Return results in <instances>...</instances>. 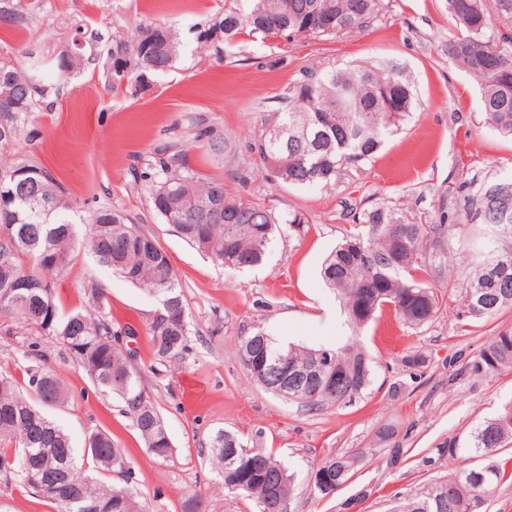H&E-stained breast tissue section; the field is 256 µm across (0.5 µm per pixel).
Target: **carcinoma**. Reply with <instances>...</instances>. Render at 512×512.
Returning a JSON list of instances; mask_svg holds the SVG:
<instances>
[{"label":"carcinoma","mask_w":512,"mask_h":512,"mask_svg":"<svg viewBox=\"0 0 512 512\" xmlns=\"http://www.w3.org/2000/svg\"><path fill=\"white\" fill-rule=\"evenodd\" d=\"M448 14L461 35L448 40V57L478 83L481 104L489 124L512 136V31L493 26L486 0H447ZM40 9L38 0H0V28L29 24ZM382 0H253L241 13L232 7L216 14L197 31V40L214 47L248 29L275 35L292 44L307 37L336 36L366 27L381 13ZM83 47L67 53L62 47L47 55L25 45L15 57L0 59V97L11 108L0 109V143L18 139L20 114L44 107L53 88L43 79L53 68L62 75L102 62L105 82L114 89L149 82V77L172 68L180 52L176 34L160 24L139 30L136 42L112 40L101 57L98 33L76 32ZM283 107L258 144L260 159L271 177L295 186L332 187L348 170L357 171L379 150L384 138L401 128L415 109L412 85L392 68L361 66L354 70L305 69L282 96ZM193 137L216 152L223 138L200 119H190ZM150 205L165 223L199 250L229 268L262 262L276 233L287 224H303L298 213L279 214L259 199L231 195L220 179L205 180L191 170L177 146L156 152ZM471 224L482 228L470 254L471 272L461 289V302L474 319L490 318L512 307V177H487L460 186ZM70 203L61 186L42 166L23 159L0 164V311L17 320L32 336L65 346L90 375L97 389L117 397L123 414L137 429L147 452L166 461L173 457L162 414L141 387L131 357L112 345L113 337L133 335L130 327L114 329L104 311V294L88 291L87 300L98 314L73 310L62 315L49 274L67 266L75 249V234L66 220ZM359 231L346 237L327 258L323 279L341 299L353 331L337 348H307L281 342L262 330L239 339L238 356L250 377L269 392L275 380L250 365L253 348L266 351L270 361L285 360L301 368L321 353L344 366L353 376L343 392L328 394L312 387L297 399L300 407L350 404L371 385V359L359 332L377 310L391 306L404 325L420 329L437 316L442 301L434 288L415 274L443 270L431 266L434 252L444 247L451 224H420L388 206L355 216ZM87 239L98 261L134 286L158 297L160 316L152 318L147 333L157 364L180 360L190 351V322L185 296L167 255L153 237L127 222L118 210L97 209L88 219ZM512 368V334L493 337L465 366L468 374L484 377ZM18 385L0 373V455L15 457L7 481L26 491L48 487L59 495L60 512H145L138 493L129 487H110L101 475L125 469L127 459L106 433H90L84 448L69 436L39 404L65 399L59 379L39 369H26ZM512 440V401L491 419L474 427L460 440L436 448L439 458L485 460L461 467L435 481L399 509V512H480L485 496L512 478L491 461ZM32 456L45 458L36 478L26 470ZM207 456L227 491L256 503L259 512H286L294 491V475L286 463L264 448L250 447L236 434L218 429L210 435ZM359 457L334 455L309 477L313 493L327 497L320 486L328 475L341 488L355 474Z\"/></svg>","instance_id":"obj_1"}]
</instances>
